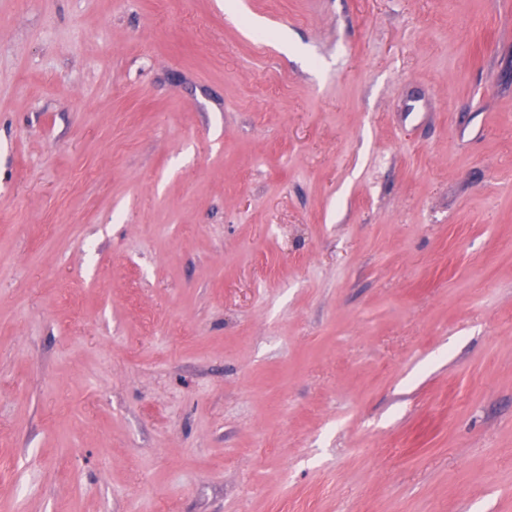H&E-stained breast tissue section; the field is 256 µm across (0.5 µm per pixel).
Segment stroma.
Segmentation results:
<instances>
[{
    "instance_id": "obj_1",
    "label": "stroma",
    "mask_w": 512,
    "mask_h": 512,
    "mask_svg": "<svg viewBox=\"0 0 512 512\" xmlns=\"http://www.w3.org/2000/svg\"><path fill=\"white\" fill-rule=\"evenodd\" d=\"M241 3L0 0V512H512V0Z\"/></svg>"
}]
</instances>
